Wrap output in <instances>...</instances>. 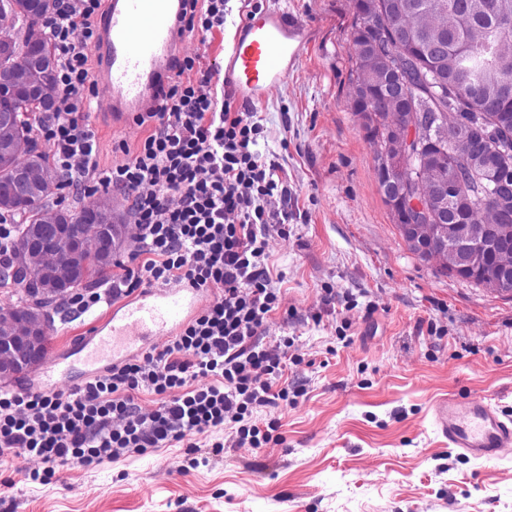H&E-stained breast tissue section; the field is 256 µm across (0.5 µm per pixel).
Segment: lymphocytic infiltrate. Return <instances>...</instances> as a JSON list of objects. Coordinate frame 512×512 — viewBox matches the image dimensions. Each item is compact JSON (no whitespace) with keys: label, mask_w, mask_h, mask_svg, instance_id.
<instances>
[{"label":"lymphocytic infiltrate","mask_w":512,"mask_h":512,"mask_svg":"<svg viewBox=\"0 0 512 512\" xmlns=\"http://www.w3.org/2000/svg\"><path fill=\"white\" fill-rule=\"evenodd\" d=\"M188 32L223 29L227 0H188ZM103 0H61L46 25L59 62L56 108L35 127L62 179L60 188L91 195L114 188L131 201L137 268L102 288L70 295L81 313L130 296L138 286L187 285L215 299L160 350L107 367L64 392L0 391V460L34 456L30 480L63 466L91 467L168 444L196 448L200 436L230 428L237 444L260 448L270 431L254 420L263 407L288 403L280 382L300 364L292 342L264 341L281 305L268 266L271 227L288 222V185L276 158L261 154L264 133L254 112L218 95L216 68L184 57L157 111L139 116L149 134L132 157L100 172L88 110L89 52ZM157 398L141 413L137 396Z\"/></svg>","instance_id":"obj_1"}]
</instances>
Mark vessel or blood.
Wrapping results in <instances>:
<instances>
[{
	"mask_svg": "<svg viewBox=\"0 0 512 512\" xmlns=\"http://www.w3.org/2000/svg\"><path fill=\"white\" fill-rule=\"evenodd\" d=\"M182 5L183 0H105L94 54L113 121L156 110L159 89L177 73L183 55ZM295 32L283 11L241 23L224 53L225 91L255 102L280 86L300 55ZM197 303V290L188 286L153 289L124 301L81 346L83 366L94 371L134 342L173 335ZM430 415L444 443L462 454L493 461L512 447V421L489 398L441 397L431 403Z\"/></svg>",
	"mask_w": 512,
	"mask_h": 512,
	"instance_id": "obj_1",
	"label": "vessel or blood"
}]
</instances>
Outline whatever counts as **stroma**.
<instances>
[{
	"instance_id": "stroma-1",
	"label": "stroma",
	"mask_w": 512,
	"mask_h": 512,
	"mask_svg": "<svg viewBox=\"0 0 512 512\" xmlns=\"http://www.w3.org/2000/svg\"><path fill=\"white\" fill-rule=\"evenodd\" d=\"M261 6L303 27L301 54L257 112L260 148L283 167L288 232L271 234L268 265L283 303L269 337L293 338L290 405L254 419L280 443L237 447L230 431L88 468L26 479L40 463L0 467V512H512V451L495 461L445 446L430 404L486 396L512 419V297L438 271L404 247L378 190L373 149L350 98L352 0H229L223 31L187 37L202 65L224 60L235 29ZM100 170L126 163L147 136L91 113ZM105 309L55 316L50 352L73 357ZM223 443L215 451L214 443Z\"/></svg>"
}]
</instances>
